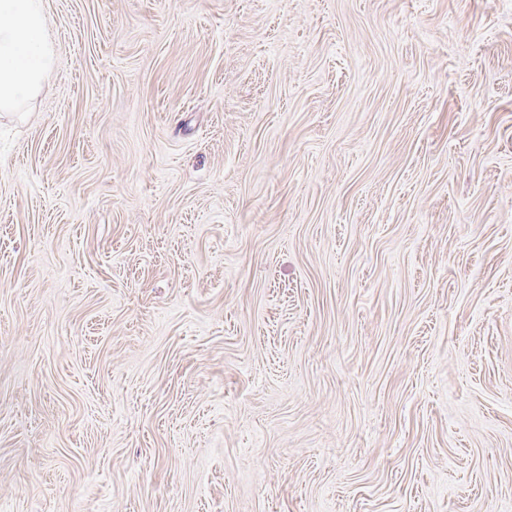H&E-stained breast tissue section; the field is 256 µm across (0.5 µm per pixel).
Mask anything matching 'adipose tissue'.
Listing matches in <instances>:
<instances>
[{
  "instance_id": "ef3b65f1",
  "label": "adipose tissue",
  "mask_w": 512,
  "mask_h": 512,
  "mask_svg": "<svg viewBox=\"0 0 512 512\" xmlns=\"http://www.w3.org/2000/svg\"><path fill=\"white\" fill-rule=\"evenodd\" d=\"M45 29L44 0H0V112L42 92L55 61Z\"/></svg>"
}]
</instances>
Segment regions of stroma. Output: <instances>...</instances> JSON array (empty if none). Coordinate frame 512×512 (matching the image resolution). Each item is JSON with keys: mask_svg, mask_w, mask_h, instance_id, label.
Wrapping results in <instances>:
<instances>
[{"mask_svg": "<svg viewBox=\"0 0 512 512\" xmlns=\"http://www.w3.org/2000/svg\"><path fill=\"white\" fill-rule=\"evenodd\" d=\"M45 7L0 512H512V0Z\"/></svg>", "mask_w": 512, "mask_h": 512, "instance_id": "obj_1", "label": "stroma"}]
</instances>
